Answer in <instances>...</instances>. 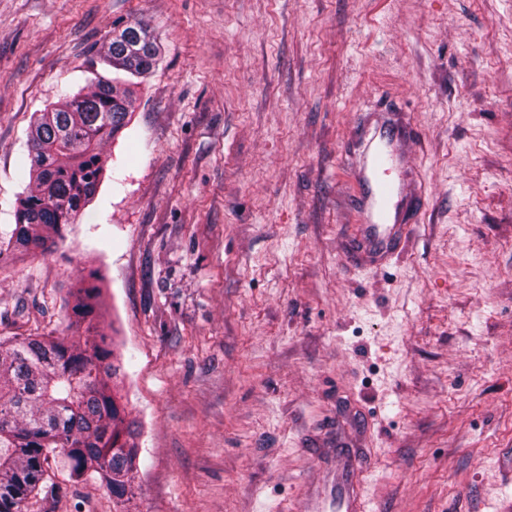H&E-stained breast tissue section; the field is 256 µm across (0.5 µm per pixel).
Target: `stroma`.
<instances>
[{"instance_id": "35a3bbf8", "label": "stroma", "mask_w": 512, "mask_h": 512, "mask_svg": "<svg viewBox=\"0 0 512 512\" xmlns=\"http://www.w3.org/2000/svg\"><path fill=\"white\" fill-rule=\"evenodd\" d=\"M136 21L161 60L80 223L0 266V336L66 335L101 270L138 512H300L346 412L371 512H512V0H0V235L35 113ZM395 105L425 202L376 270L339 159ZM101 278L97 270L89 272L77 288H71L65 299V309L70 310L68 314V329L79 330L88 322L87 332L90 333L92 322L97 317L101 288L96 284Z\"/></svg>"}]
</instances>
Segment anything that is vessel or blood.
Listing matches in <instances>:
<instances>
[{"mask_svg": "<svg viewBox=\"0 0 512 512\" xmlns=\"http://www.w3.org/2000/svg\"><path fill=\"white\" fill-rule=\"evenodd\" d=\"M411 123L406 113L381 112L364 123L344 163L359 190L363 222L353 254L363 265L387 267L406 237L404 222L417 199L415 176L406 163ZM368 449H337L325 481L305 484L302 512H369L365 495Z\"/></svg>", "mask_w": 512, "mask_h": 512, "instance_id": "obj_1", "label": "vessel or blood"}]
</instances>
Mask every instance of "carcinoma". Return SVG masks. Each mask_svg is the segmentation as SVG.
Instances as JSON below:
<instances>
[{"instance_id":"obj_1","label":"carcinoma","mask_w":512,"mask_h":512,"mask_svg":"<svg viewBox=\"0 0 512 512\" xmlns=\"http://www.w3.org/2000/svg\"><path fill=\"white\" fill-rule=\"evenodd\" d=\"M146 25L114 29L91 69L85 93L59 96L29 134V184L15 206L14 228L0 236V264L18 251L46 252L85 214L104 174L103 142L126 125L133 108L120 77L98 66L145 77L157 64ZM92 270L65 299L69 329L97 317L101 288ZM122 365L103 334L0 337V512L66 494L48 480L49 460L63 455L68 482L92 480L112 496L115 512H133L132 482L140 452L135 422L116 393Z\"/></svg>"}]
</instances>
